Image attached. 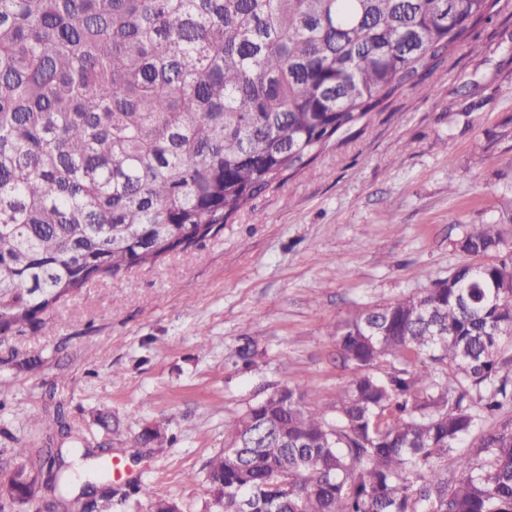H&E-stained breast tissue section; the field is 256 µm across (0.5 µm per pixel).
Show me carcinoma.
Wrapping results in <instances>:
<instances>
[{
  "label": "carcinoma",
  "instance_id": "1",
  "mask_svg": "<svg viewBox=\"0 0 512 512\" xmlns=\"http://www.w3.org/2000/svg\"><path fill=\"white\" fill-rule=\"evenodd\" d=\"M512 0H0V330L105 275L221 229L284 172L311 162ZM486 257L497 224L457 242ZM512 260L465 263L420 295L336 328L357 369L331 404L276 387L210 458L213 512H512ZM425 354L443 377L409 369ZM69 429L63 406L41 421ZM141 443L162 447L164 431ZM75 449L0 473V512H111L75 495ZM456 474L448 475V454ZM148 512L179 500L148 483Z\"/></svg>",
  "mask_w": 512,
  "mask_h": 512
}]
</instances>
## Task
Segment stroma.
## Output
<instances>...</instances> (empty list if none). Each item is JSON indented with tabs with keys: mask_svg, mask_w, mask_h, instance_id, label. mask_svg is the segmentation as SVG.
I'll use <instances>...</instances> for the list:
<instances>
[{
	"mask_svg": "<svg viewBox=\"0 0 512 512\" xmlns=\"http://www.w3.org/2000/svg\"><path fill=\"white\" fill-rule=\"evenodd\" d=\"M470 39L218 232L0 331V472L60 404L113 483L210 512L205 465L235 416L276 386L323 405L350 384L339 323L446 278L475 225H500L512 258V10ZM147 427L170 443L142 445Z\"/></svg>",
	"mask_w": 512,
	"mask_h": 512,
	"instance_id": "35a3bbf8",
	"label": "stroma"
}]
</instances>
